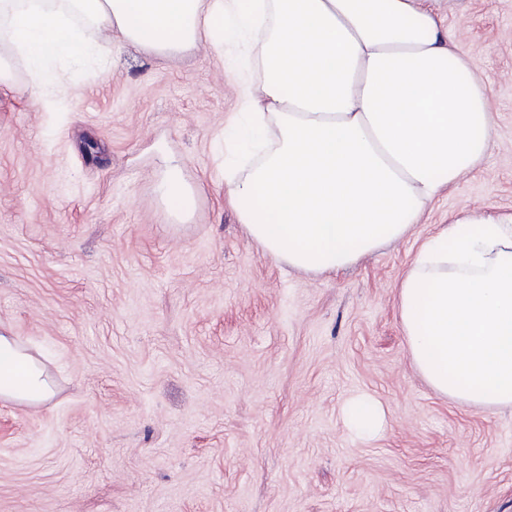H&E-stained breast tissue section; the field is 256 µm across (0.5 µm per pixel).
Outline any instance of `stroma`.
Instances as JSON below:
<instances>
[{
  "label": "stroma",
  "instance_id": "35a3bbf8",
  "mask_svg": "<svg viewBox=\"0 0 512 512\" xmlns=\"http://www.w3.org/2000/svg\"><path fill=\"white\" fill-rule=\"evenodd\" d=\"M495 116L479 165L402 239L333 274L246 235L224 179L240 50L113 38L42 111L0 85V332L41 350L40 409L0 401V512H512V408L435 393L399 285L450 218L512 212V0H441ZM176 173L190 209L160 183ZM381 402L367 441L341 407Z\"/></svg>",
  "mask_w": 512,
  "mask_h": 512
}]
</instances>
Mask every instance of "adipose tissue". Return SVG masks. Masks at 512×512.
Wrapping results in <instances>:
<instances>
[{
    "label": "adipose tissue",
    "instance_id": "1",
    "mask_svg": "<svg viewBox=\"0 0 512 512\" xmlns=\"http://www.w3.org/2000/svg\"><path fill=\"white\" fill-rule=\"evenodd\" d=\"M437 0H0V40L30 86L73 88L61 61L102 56L93 26L159 53L233 37L260 87L224 127L230 195L247 235L290 268L333 273L403 238L484 156L486 89ZM411 361L440 395L512 407V215L456 219L420 248L399 287ZM56 395L45 361L0 333V400ZM346 425L379 436L360 395Z\"/></svg>",
    "mask_w": 512,
    "mask_h": 512
}]
</instances>
